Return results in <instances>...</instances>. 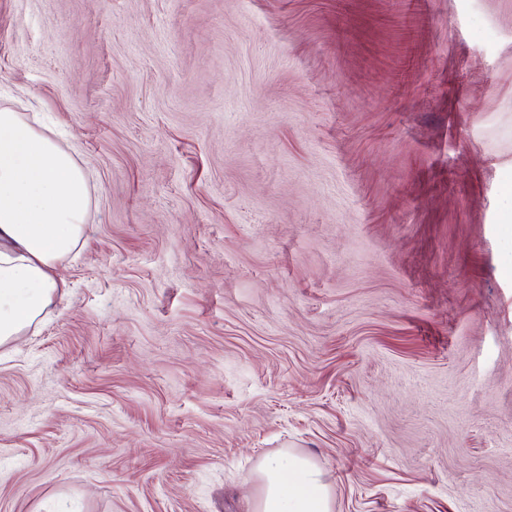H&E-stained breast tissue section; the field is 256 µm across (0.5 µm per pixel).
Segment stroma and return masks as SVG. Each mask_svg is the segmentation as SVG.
Returning a JSON list of instances; mask_svg holds the SVG:
<instances>
[{"label": "stroma", "instance_id": "stroma-1", "mask_svg": "<svg viewBox=\"0 0 512 512\" xmlns=\"http://www.w3.org/2000/svg\"><path fill=\"white\" fill-rule=\"evenodd\" d=\"M89 174L0 346V512H512V0H0ZM251 512H335L323 468L290 450L262 459Z\"/></svg>", "mask_w": 512, "mask_h": 512}]
</instances>
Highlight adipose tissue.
<instances>
[{
    "label": "adipose tissue",
    "mask_w": 512,
    "mask_h": 512,
    "mask_svg": "<svg viewBox=\"0 0 512 512\" xmlns=\"http://www.w3.org/2000/svg\"><path fill=\"white\" fill-rule=\"evenodd\" d=\"M89 183L56 130L0 109V345L27 331L67 286L57 265L88 230ZM251 512H335L323 468L282 450L257 467Z\"/></svg>",
    "instance_id": "obj_1"
}]
</instances>
